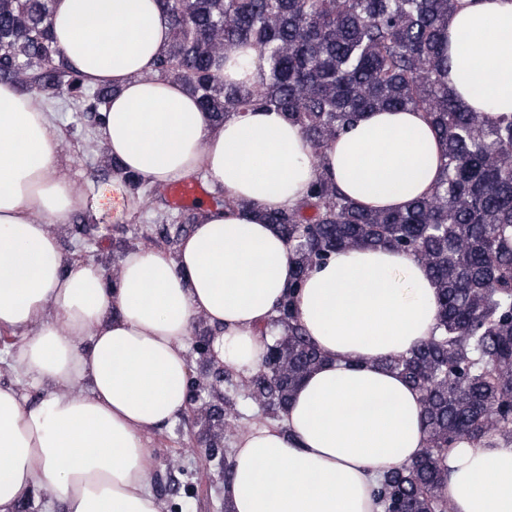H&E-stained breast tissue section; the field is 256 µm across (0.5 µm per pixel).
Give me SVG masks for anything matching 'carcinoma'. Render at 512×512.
<instances>
[{"mask_svg": "<svg viewBox=\"0 0 512 512\" xmlns=\"http://www.w3.org/2000/svg\"><path fill=\"white\" fill-rule=\"evenodd\" d=\"M53 0H0V81L38 91L54 107L102 120L113 90L90 86L64 60L50 28ZM169 40L155 75L181 83L210 120L258 109L283 113L312 152L373 110L425 112L442 140L441 178L405 211H370L327 177L301 204L266 215L297 256L293 283L276 306L282 335L268 346L250 395L273 418L322 360L303 333L293 298L310 269L336 250L412 251L439 291L437 334L385 361L421 395L424 452L378 480L384 512H445L444 456L462 441L512 443V119L461 107L448 91V15L458 0H159ZM254 47L261 82H225L213 67ZM129 191L158 189L112 162Z\"/></svg>", "mask_w": 512, "mask_h": 512, "instance_id": "carcinoma-1", "label": "carcinoma"}]
</instances>
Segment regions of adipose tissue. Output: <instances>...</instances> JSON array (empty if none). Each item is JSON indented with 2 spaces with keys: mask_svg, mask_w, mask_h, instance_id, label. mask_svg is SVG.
<instances>
[{
  "mask_svg": "<svg viewBox=\"0 0 512 512\" xmlns=\"http://www.w3.org/2000/svg\"><path fill=\"white\" fill-rule=\"evenodd\" d=\"M51 30L87 84L112 86L96 134L123 171L149 187L198 175L234 204L202 210L175 252L138 247L111 273L64 263L53 225L137 200L61 175L64 133L41 95L0 83V330L19 338L17 379L0 383V512H162L151 436L188 407L194 322L245 376L281 332L273 317L296 254L265 213L297 207L322 175L364 209L405 210L434 191L444 146L412 109L363 114L319 157L279 112L213 123L153 75L169 36L157 0H53ZM447 32L457 102L512 115V0H459ZM265 71L244 46L216 74ZM294 309L324 360L281 423L238 435L224 498L232 512H382L377 479L427 446L419 394L384 362L435 333V282L413 253L341 249L309 271ZM442 464L453 512H512V444L462 442Z\"/></svg>",
  "mask_w": 512,
  "mask_h": 512,
  "instance_id": "ef3b65f1",
  "label": "adipose tissue"
}]
</instances>
